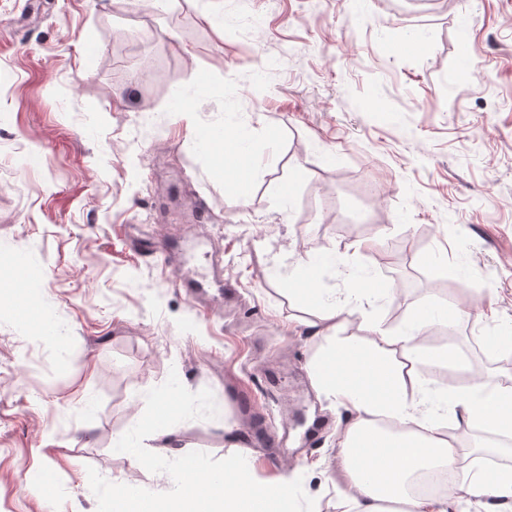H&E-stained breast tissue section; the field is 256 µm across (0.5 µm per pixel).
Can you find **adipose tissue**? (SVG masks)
<instances>
[{"label":"adipose tissue","mask_w":512,"mask_h":512,"mask_svg":"<svg viewBox=\"0 0 512 512\" xmlns=\"http://www.w3.org/2000/svg\"><path fill=\"white\" fill-rule=\"evenodd\" d=\"M433 321L431 312L411 309L409 330L381 336L372 354L344 342L315 362L317 385L356 414L338 443L351 489L338 499L337 512H386L389 503L401 505V512H449V498L408 491L417 473L434 466L449 469L458 462L459 450L443 422L446 413L455 414L463 435L479 427L512 430V382L508 380L474 377L466 391L442 397L435 407L417 400L412 367L421 355L418 337ZM390 347L400 351L403 364L388 360ZM354 448L366 449L365 468L353 465L350 451Z\"/></svg>","instance_id":"obj_1"}]
</instances>
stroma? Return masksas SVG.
<instances>
[{"mask_svg":"<svg viewBox=\"0 0 512 512\" xmlns=\"http://www.w3.org/2000/svg\"><path fill=\"white\" fill-rule=\"evenodd\" d=\"M224 128L247 139L245 200L227 143L198 144ZM163 197L203 198L208 223L167 222ZM129 224L219 250L238 299L198 308L126 250ZM321 253L309 288L289 279ZM351 276L358 348L362 322L395 336L445 304L460 315L428 333L419 378L440 395L512 377L480 348L512 336V0H0V512H97L91 467L171 490L114 446L172 371L219 415L148 450L223 459L256 420L288 446L254 448V479L302 478L336 512L353 414L311 378L333 341L309 332L306 291L337 302ZM448 347L460 367L429 361Z\"/></svg>","mask_w":512,"mask_h":512,"instance_id":"stroma-1","label":"stroma"}]
</instances>
